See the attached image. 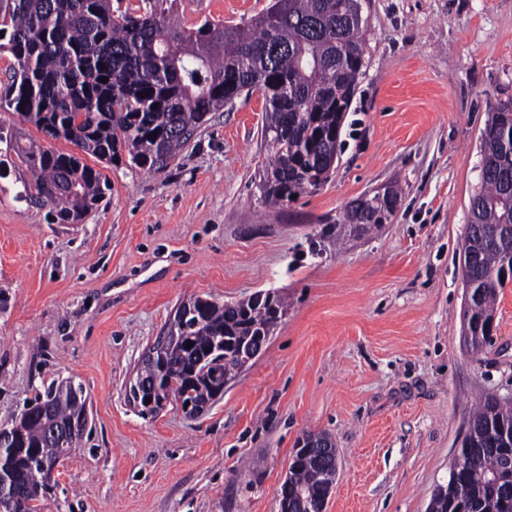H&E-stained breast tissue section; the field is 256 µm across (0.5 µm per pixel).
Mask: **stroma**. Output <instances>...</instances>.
<instances>
[{
    "instance_id": "obj_1",
    "label": "stroma",
    "mask_w": 512,
    "mask_h": 512,
    "mask_svg": "<svg viewBox=\"0 0 512 512\" xmlns=\"http://www.w3.org/2000/svg\"><path fill=\"white\" fill-rule=\"evenodd\" d=\"M269 0H177L236 25ZM366 67L346 145L315 193L273 209L260 93L211 113L148 174L107 169L103 201L51 224L0 179V426L72 379L91 431L56 467L40 512H279L296 443L328 434L325 512H427L470 415L512 396V281L490 345L463 336L460 244L488 111L512 99V0H361ZM395 185L389 223L339 218ZM259 290L288 308L204 413L142 416L125 398L143 353L192 297Z\"/></svg>"
}]
</instances>
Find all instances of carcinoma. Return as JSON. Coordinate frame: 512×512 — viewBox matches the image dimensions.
<instances>
[{"mask_svg": "<svg viewBox=\"0 0 512 512\" xmlns=\"http://www.w3.org/2000/svg\"><path fill=\"white\" fill-rule=\"evenodd\" d=\"M176 0H142L120 14L112 0H0V52L14 59L0 107L25 116L44 135L73 143L103 169L127 152L128 164L158 172L169 166L212 112L242 94L262 93L265 137L273 151L259 190L284 205L317 191L340 155L342 130L365 66L360 0H269L249 21L196 27L172 20ZM107 81L102 82L100 78ZM158 108H153V104ZM480 190L470 199L463 245L464 321L478 351L493 341L497 289L512 279V100L488 112L480 142ZM24 167L16 199L49 208L54 224H77L110 190L102 169L75 154L23 143L0 132V178ZM400 201L387 187L351 205L342 223L368 232L387 224ZM190 314L165 357L146 360L136 378L155 382L175 404H206L219 394L213 372L234 377L227 352L241 338L277 325L266 307L192 297ZM52 413L12 426L0 443V490L14 491V512H37L53 489L59 449L47 433L85 415L80 389L53 385L34 402ZM325 458L296 448L289 491L280 508L307 512L327 496ZM456 477L431 498L432 512H506L491 481L512 468V399L486 397L471 415L453 462Z\"/></svg>", "mask_w": 512, "mask_h": 512, "instance_id": "carcinoma-1", "label": "carcinoma"}]
</instances>
